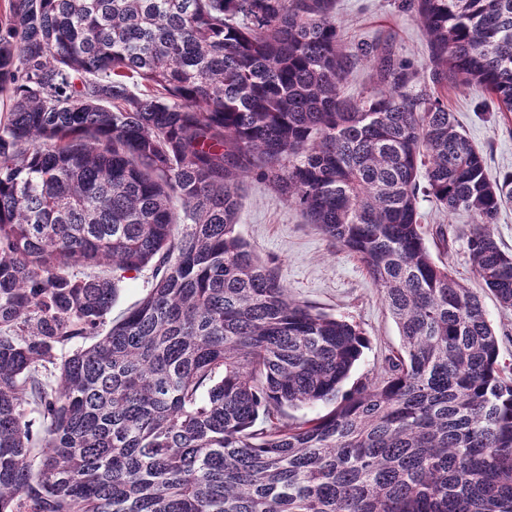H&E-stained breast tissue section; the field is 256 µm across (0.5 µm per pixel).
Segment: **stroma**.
I'll return each mask as SVG.
<instances>
[{"mask_svg":"<svg viewBox=\"0 0 512 512\" xmlns=\"http://www.w3.org/2000/svg\"><path fill=\"white\" fill-rule=\"evenodd\" d=\"M336 20L346 45H388L411 65L419 83L429 81L427 34L404 0H336ZM448 108L481 153L490 181L512 176V113L502 114L481 91L452 89ZM238 230L262 261L276 268L290 295L356 324L368 339L353 378L375 372L400 346L396 323L361 263L332 244L301 211L257 178L243 183ZM425 242L436 263L447 265L475 293L499 339V361L512 368V308L503 307L476 274L467 250L473 228L465 211L449 213L427 197L419 199ZM444 231L447 242L438 244Z\"/></svg>","mask_w":512,"mask_h":512,"instance_id":"35a3bbf8","label":"stroma"}]
</instances>
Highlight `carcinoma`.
Returning a JSON list of instances; mask_svg holds the SVG:
<instances>
[{"label": "carcinoma", "mask_w": 512, "mask_h": 512, "mask_svg": "<svg viewBox=\"0 0 512 512\" xmlns=\"http://www.w3.org/2000/svg\"><path fill=\"white\" fill-rule=\"evenodd\" d=\"M432 85L512 112V0H409ZM335 0H9L0 19V512H512V374L420 231L463 210L512 254L444 95L351 50ZM381 88L340 95L358 56ZM145 90H140V87ZM267 182L365 267L401 344L293 299L237 231ZM77 265L91 269L77 274ZM152 287L102 326L119 284ZM75 339L90 344L61 355ZM333 408L300 422L288 410ZM42 417L33 437L28 409Z\"/></svg>", "instance_id": "1"}]
</instances>
